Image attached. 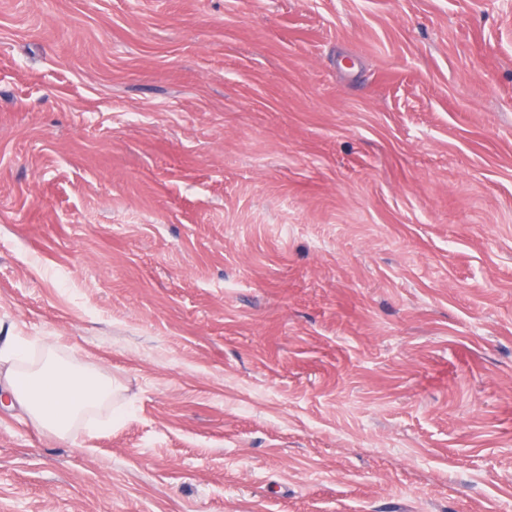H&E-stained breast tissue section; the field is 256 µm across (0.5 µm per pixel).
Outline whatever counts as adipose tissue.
<instances>
[{
	"mask_svg": "<svg viewBox=\"0 0 512 512\" xmlns=\"http://www.w3.org/2000/svg\"><path fill=\"white\" fill-rule=\"evenodd\" d=\"M33 343L19 336L0 342V379L27 416L55 437H66L77 421L108 405L112 380L68 362L51 343L42 344L37 361H30Z\"/></svg>",
	"mask_w": 512,
	"mask_h": 512,
	"instance_id": "1",
	"label": "adipose tissue"
}]
</instances>
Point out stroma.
<instances>
[{
    "instance_id": "35a3bbf8",
    "label": "stroma",
    "mask_w": 512,
    "mask_h": 512,
    "mask_svg": "<svg viewBox=\"0 0 512 512\" xmlns=\"http://www.w3.org/2000/svg\"><path fill=\"white\" fill-rule=\"evenodd\" d=\"M1 328L0 512H512V0H0ZM34 344L21 336H6L0 344L5 391L40 428L66 437L77 421L112 401V379L68 362L51 343L30 367L21 368Z\"/></svg>"
}]
</instances>
